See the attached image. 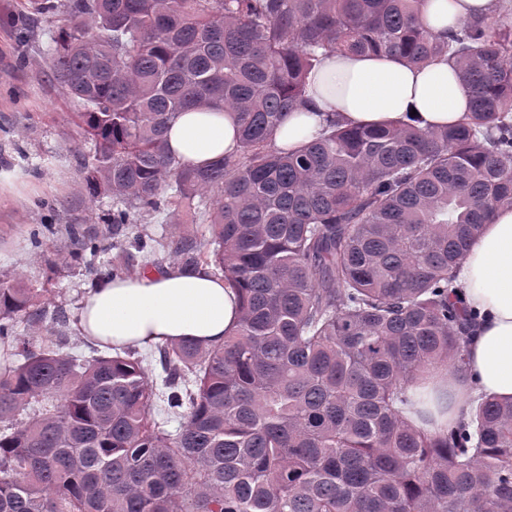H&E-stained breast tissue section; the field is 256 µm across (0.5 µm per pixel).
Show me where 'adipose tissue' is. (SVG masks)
<instances>
[{
	"mask_svg": "<svg viewBox=\"0 0 512 512\" xmlns=\"http://www.w3.org/2000/svg\"><path fill=\"white\" fill-rule=\"evenodd\" d=\"M497 0H427L425 23L438 35L462 20L491 15ZM470 97L445 61L414 66L375 55L336 54L315 68L307 102L274 137L297 149L318 136L328 119L346 126L400 121L422 129L455 127ZM168 143L182 162L201 166L235 153L237 125L230 113L191 109L170 124ZM466 304L479 313L470 336L467 376L449 378L429 402L448 407L449 421L475 396L512 397V210H498L472 242L458 271ZM239 298L210 266L171 265L91 289L75 324L100 344L139 347L168 340L223 343L237 326Z\"/></svg>",
	"mask_w": 512,
	"mask_h": 512,
	"instance_id": "1",
	"label": "adipose tissue"
}]
</instances>
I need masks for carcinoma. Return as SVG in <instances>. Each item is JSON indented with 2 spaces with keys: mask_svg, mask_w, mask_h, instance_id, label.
Instances as JSON below:
<instances>
[{
  "mask_svg": "<svg viewBox=\"0 0 512 512\" xmlns=\"http://www.w3.org/2000/svg\"><path fill=\"white\" fill-rule=\"evenodd\" d=\"M60 19L51 70L92 143V195L159 249L214 267L240 293L224 344L80 358L18 336L44 319L0 282V512H512V398L436 422L417 390L466 376L477 313L457 265L512 208V0L448 36L426 0H31ZM337 52L456 64L471 96L456 128L328 121L296 150L274 132ZM223 106L239 149L191 167L169 149L177 114ZM210 238H156L159 214ZM69 209L66 260L94 284L138 269ZM182 419L178 433L159 414Z\"/></svg>",
  "mask_w": 512,
  "mask_h": 512,
  "instance_id": "cac0c4a2",
  "label": "carcinoma"
}]
</instances>
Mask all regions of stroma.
<instances>
[{
	"label": "stroma",
	"mask_w": 512,
	"mask_h": 512,
	"mask_svg": "<svg viewBox=\"0 0 512 512\" xmlns=\"http://www.w3.org/2000/svg\"><path fill=\"white\" fill-rule=\"evenodd\" d=\"M54 17L34 19L29 0H0V281L22 280L46 311L76 319L90 275L66 265L69 247L57 234L48 251L29 240L34 224L66 223L80 205L111 234L104 219L112 196H87L82 156L90 149L74 102L50 71Z\"/></svg>",
	"instance_id": "obj_1"
}]
</instances>
